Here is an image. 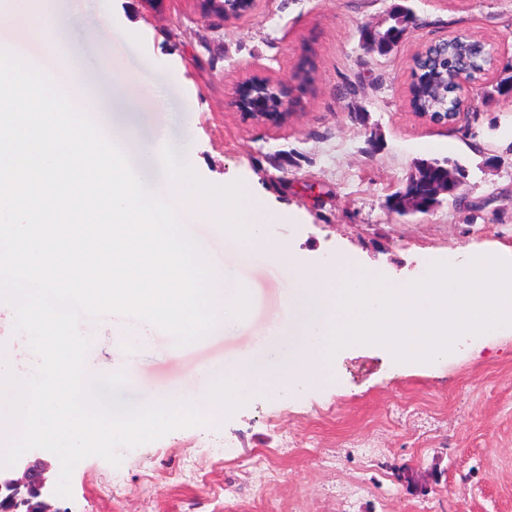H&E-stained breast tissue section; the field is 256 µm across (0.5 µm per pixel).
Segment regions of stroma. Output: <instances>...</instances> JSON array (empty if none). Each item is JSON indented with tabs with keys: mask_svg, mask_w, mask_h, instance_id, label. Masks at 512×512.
<instances>
[{
	"mask_svg": "<svg viewBox=\"0 0 512 512\" xmlns=\"http://www.w3.org/2000/svg\"><path fill=\"white\" fill-rule=\"evenodd\" d=\"M395 0H258L245 18L202 16L198 0H56V43L43 53L75 79L102 115L136 138L163 127L165 144L205 182H241L268 217L283 263H239L210 215L188 232L237 267L249 307L234 334L176 344L149 323L147 345L116 343L113 320L80 322L86 363L131 369L123 400L202 388L197 374L251 356L282 364L269 334L288 319L289 279L345 258L392 283L414 282L434 261L512 248V95L465 104L457 124L419 118L409 103L414 57L464 33L512 57V0H411L416 21L387 55L360 47L385 30ZM108 10L114 65L167 92L161 113L128 109L104 84L93 38ZM306 83L298 116L282 126L246 120L234 105L252 76ZM422 158L466 168L453 199L428 215L391 211ZM12 307L0 302V364L22 376L37 364ZM120 465L81 460L64 512H512V327L459 337L431 363L395 360L376 344L346 346L322 380L285 394L255 391L223 425L175 430Z\"/></svg>",
	"mask_w": 512,
	"mask_h": 512,
	"instance_id": "1",
	"label": "stroma"
}]
</instances>
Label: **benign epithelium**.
Instances as JSON below:
<instances>
[{
	"mask_svg": "<svg viewBox=\"0 0 512 512\" xmlns=\"http://www.w3.org/2000/svg\"><path fill=\"white\" fill-rule=\"evenodd\" d=\"M257 0H202L205 10L222 18L249 15ZM295 100L288 96L285 83H272L267 78L253 77L239 90L236 107L245 116L263 124H285L293 116ZM416 178L408 179L395 201L402 214L434 211L443 202L441 196H454L456 189L446 183L431 186L429 201L422 200L413 186ZM58 473L52 463L38 454H25L14 470L0 475V512H58L60 496L55 494Z\"/></svg>",
	"mask_w": 512,
	"mask_h": 512,
	"instance_id": "obj_1",
	"label": "benign epithelium"
}]
</instances>
